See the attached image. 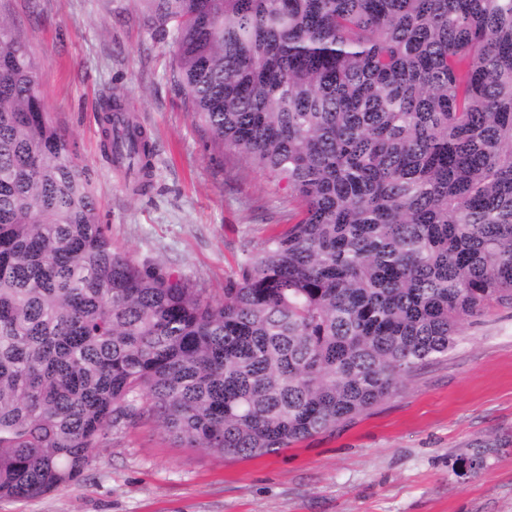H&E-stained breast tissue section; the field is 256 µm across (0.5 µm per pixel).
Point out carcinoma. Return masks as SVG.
<instances>
[{"mask_svg":"<svg viewBox=\"0 0 512 512\" xmlns=\"http://www.w3.org/2000/svg\"><path fill=\"white\" fill-rule=\"evenodd\" d=\"M214 142L297 203L215 299L112 245L0 18V498L112 428L256 457L364 414L512 308V0H146ZM104 157L151 186L112 93Z\"/></svg>","mask_w":512,"mask_h":512,"instance_id":"cac0c4a2","label":"carcinoma"}]
</instances>
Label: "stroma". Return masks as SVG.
Masks as SVG:
<instances>
[{"label":"stroma","mask_w":512,"mask_h":512,"mask_svg":"<svg viewBox=\"0 0 512 512\" xmlns=\"http://www.w3.org/2000/svg\"><path fill=\"white\" fill-rule=\"evenodd\" d=\"M0 18L36 59L48 118L89 171L113 245L220 297L297 203L189 112L144 0H0ZM115 91L154 143L140 195L102 156L99 108ZM480 449L481 473L457 475ZM0 512H512V309L468 322L398 395L279 452L221 456L153 422L122 424L79 481L2 498Z\"/></svg>","instance_id":"stroma-1"}]
</instances>
